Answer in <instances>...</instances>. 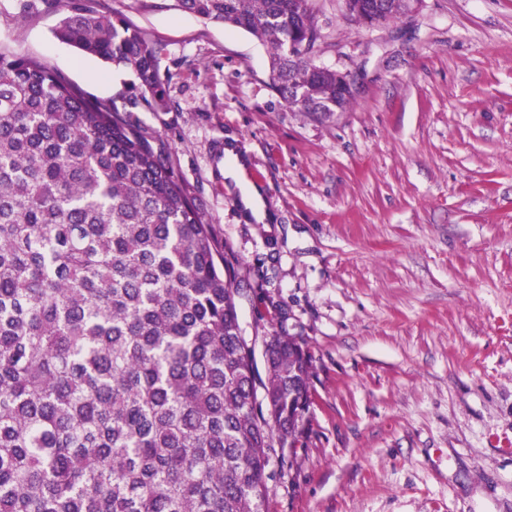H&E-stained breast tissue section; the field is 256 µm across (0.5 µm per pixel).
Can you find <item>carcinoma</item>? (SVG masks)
<instances>
[{
  "instance_id": "carcinoma-1",
  "label": "carcinoma",
  "mask_w": 512,
  "mask_h": 512,
  "mask_svg": "<svg viewBox=\"0 0 512 512\" xmlns=\"http://www.w3.org/2000/svg\"><path fill=\"white\" fill-rule=\"evenodd\" d=\"M56 37L128 70L123 107L0 50V512H268L270 458L305 447L312 357L270 337L260 374L215 227L127 113L169 110L162 47L91 0ZM356 23L408 0H345ZM243 30L312 115L355 95L317 62L310 0H175Z\"/></svg>"
}]
</instances>
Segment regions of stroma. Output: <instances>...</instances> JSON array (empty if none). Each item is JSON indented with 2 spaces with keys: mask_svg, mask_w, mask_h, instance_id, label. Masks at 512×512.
I'll return each mask as SVG.
<instances>
[{
  "mask_svg": "<svg viewBox=\"0 0 512 512\" xmlns=\"http://www.w3.org/2000/svg\"><path fill=\"white\" fill-rule=\"evenodd\" d=\"M99 6L164 48L170 108L130 118L256 291L244 336L284 329L312 355L309 436L273 456L268 512H512V0H418L371 28L312 0L320 62L363 76L323 119L270 89L248 33L173 0ZM63 16L0 0V48L121 101L130 72L59 40ZM246 184L270 223L243 217Z\"/></svg>",
  "mask_w": 512,
  "mask_h": 512,
  "instance_id": "stroma-1",
  "label": "stroma"
}]
</instances>
